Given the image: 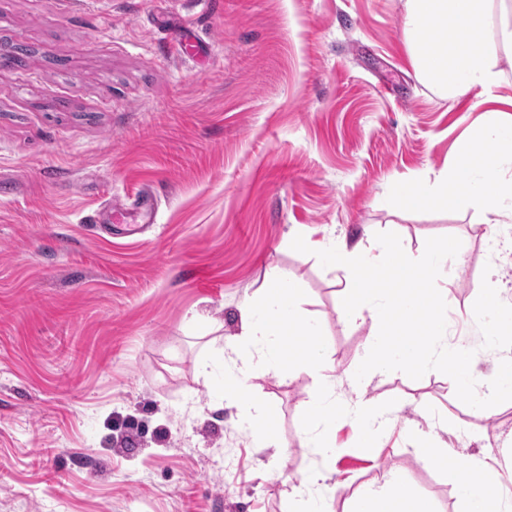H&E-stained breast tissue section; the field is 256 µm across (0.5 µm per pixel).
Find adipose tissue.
I'll return each instance as SVG.
<instances>
[{"label":"adipose tissue","mask_w":512,"mask_h":512,"mask_svg":"<svg viewBox=\"0 0 512 512\" xmlns=\"http://www.w3.org/2000/svg\"><path fill=\"white\" fill-rule=\"evenodd\" d=\"M402 38L418 79L440 98L493 97L504 81V56L512 53V0H406ZM437 198L489 224L512 221V116L491 111L457 141L451 163L434 179L398 182L390 208L422 209ZM402 495L393 475L357 494L348 512H399Z\"/></svg>","instance_id":"obj_1"}]
</instances>
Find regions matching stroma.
Masks as SVG:
<instances>
[{"mask_svg":"<svg viewBox=\"0 0 512 512\" xmlns=\"http://www.w3.org/2000/svg\"><path fill=\"white\" fill-rule=\"evenodd\" d=\"M406 0H0V512H289L319 461L301 415L319 381L255 374L279 447L259 449L239 405L215 408L207 352L227 360L239 310L274 272L305 292L326 340L332 397L373 335L339 317L346 273L292 249L392 231L413 259L458 237L437 283L483 382L500 350L472 313L483 278L512 305V223L432 201L391 213L392 185L434 176L484 107L421 84ZM187 37L190 55L177 49ZM156 217L113 238L108 206L142 191ZM370 405L400 401L383 447L343 420L327 512L392 473L406 501L461 512L441 469L512 464V401L478 412L437 371L371 375Z\"/></svg>","mask_w":512,"mask_h":512,"instance_id":"obj_1","label":"stroma"}]
</instances>
